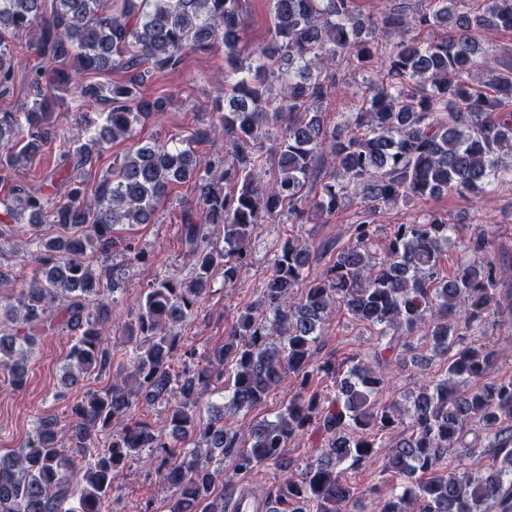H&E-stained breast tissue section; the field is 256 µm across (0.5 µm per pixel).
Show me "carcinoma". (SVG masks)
I'll return each mask as SVG.
<instances>
[{"instance_id":"obj_1","label":"carcinoma","mask_w":512,"mask_h":512,"mask_svg":"<svg viewBox=\"0 0 512 512\" xmlns=\"http://www.w3.org/2000/svg\"><path fill=\"white\" fill-rule=\"evenodd\" d=\"M105 3L0 0V96L18 76L11 35L36 34L27 46L36 57L26 74L32 98L20 112L0 111V170H19L51 144L54 114L72 90L88 106L102 107L104 121L96 136L78 133L43 184H14L0 200V224H18L27 212L60 229L41 242V270L16 302L0 304V322L12 325L0 330V371L21 385L37 338L60 312L74 333L68 353L74 367L85 375L110 363L102 327L111 309L89 257L112 252L114 225L146 223L172 186L186 180L195 181L198 207L182 213L192 274L187 283L154 279L126 327L132 348L120 380L76 403L64 432L42 423L23 454L0 457V512H104L116 468L144 448L166 447L149 424L125 418L141 404L169 398L173 442L197 436L203 444L162 463L170 512H227L232 498L217 491L212 464L231 456L243 476L270 464L286 473L291 464L283 449L311 427L321 434L323 450L301 478H283L276 512H341L353 496L344 466H361L383 452L404 482L378 497V512H509L512 378L484 381L495 352L460 345L463 334L480 332L496 304L500 267L484 257L485 233L461 244L480 260L464 261L445 276L439 257L452 230L448 220L398 225L381 254L372 249V222L363 220L336 250L326 276L307 284L310 248L290 236L271 259L264 322L241 315L204 366L177 376L171 372L177 336L167 324L191 311L216 272L224 274V285L236 283L264 214L286 207L288 218L303 224L312 211L335 214L350 195L361 197L372 214L448 189L486 196L503 180L512 182V62L479 53L475 41L480 30L512 33V0H488L473 12L463 11L467 0H434L428 12H391L379 24L362 16L355 0H269L271 42L250 60L238 48L240 0H122L116 13ZM378 26L401 39L380 49L370 41ZM433 27L444 28V36H408ZM217 40L231 74L224 75V99L215 102L218 124L197 137L223 135L233 161L206 162L193 148L167 141L136 143L89 190L79 172L101 157L105 144L131 138L142 119L166 111L167 98L143 91L145 65L174 68L186 50L209 49ZM345 52L362 69L383 57L387 75L414 88L392 83L373 91L362 111L346 117L357 132L343 138L327 128L319 105L339 88L335 76L324 74L326 64ZM115 69L129 77L81 80ZM272 127L281 140L268 173L253 145ZM320 163L329 171L313 196ZM208 224L222 227L224 244L211 240ZM338 300L377 335L369 361L350 366L331 395L318 389V380L335 378L336 369L314 359V344ZM418 331L437 354L448 355L444 378L419 389L407 407L376 406L390 368L409 362ZM288 380L296 393L275 419L246 430L224 422V414L262 403ZM478 380L474 391L457 392L458 384ZM210 382L224 383L230 399L203 425L196 395ZM473 422L493 438L492 466L477 475L447 471L443 458L450 448L469 447L464 437ZM400 424V441L385 451L379 433ZM107 429L111 441L101 450L97 435Z\"/></svg>"}]
</instances>
